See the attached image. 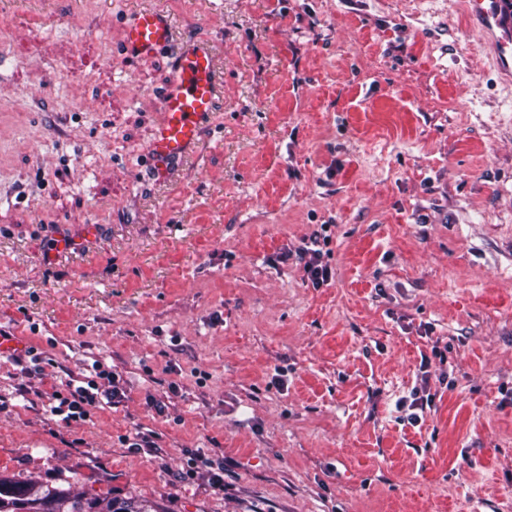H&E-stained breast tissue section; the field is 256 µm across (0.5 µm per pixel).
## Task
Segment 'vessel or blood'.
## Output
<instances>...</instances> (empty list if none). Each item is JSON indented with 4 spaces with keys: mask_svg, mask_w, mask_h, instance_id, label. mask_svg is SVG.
Masks as SVG:
<instances>
[{
    "mask_svg": "<svg viewBox=\"0 0 512 512\" xmlns=\"http://www.w3.org/2000/svg\"><path fill=\"white\" fill-rule=\"evenodd\" d=\"M469 16L493 34L501 61L512 66V18L504 13L503 0H466ZM172 23L157 7L134 10L124 26L123 50L144 58L170 48ZM224 87L217 75L211 44L204 39L185 43L178 51L167 86L158 96L161 121L150 147L148 164L164 182L196 152L202 133L216 112Z\"/></svg>",
    "mask_w": 512,
    "mask_h": 512,
    "instance_id": "vessel-or-blood-1",
    "label": "vessel or blood"
}]
</instances>
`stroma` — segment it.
<instances>
[{
    "label": "stroma",
    "instance_id": "stroma-1",
    "mask_svg": "<svg viewBox=\"0 0 512 512\" xmlns=\"http://www.w3.org/2000/svg\"><path fill=\"white\" fill-rule=\"evenodd\" d=\"M151 6L224 80L169 183L145 159L173 55L121 48ZM60 233L82 247L51 255ZM4 335L10 480L159 512H512V72L449 0H0ZM97 361L123 399L60 423L46 392ZM307 243L297 249L296 255L300 263L303 264V271L307 279L318 287L331 278V273L327 265L322 263L320 250L311 248Z\"/></svg>",
    "mask_w": 512,
    "mask_h": 512
}]
</instances>
